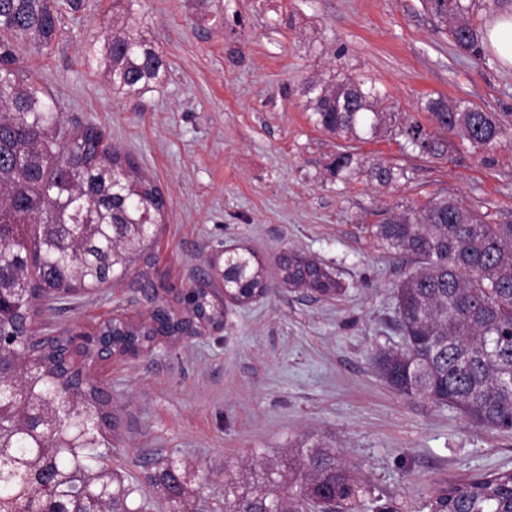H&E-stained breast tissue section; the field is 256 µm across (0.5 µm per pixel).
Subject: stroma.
<instances>
[{
	"instance_id": "obj_1",
	"label": "stroma",
	"mask_w": 512,
	"mask_h": 512,
	"mask_svg": "<svg viewBox=\"0 0 512 512\" xmlns=\"http://www.w3.org/2000/svg\"><path fill=\"white\" fill-rule=\"evenodd\" d=\"M131 17L163 54L167 74L138 95L112 90L86 60L100 48L112 0H54L48 47L19 46L22 66L67 124H94L131 154L167 199L156 247L163 300L210 277L212 259L246 248L263 260L271 295L226 304L222 328L89 368L112 394V463L141 478L162 456L181 459L208 512H224V473L253 457L285 458L315 439L360 467L371 498L395 512H430L435 493L468 475L512 468V433L488 431L452 408L408 399L372 362L400 348L394 292L416 262L370 234L387 209L448 196L493 222L512 221V142L491 164L458 139L431 159L402 138L339 140L316 128L308 81L366 75L401 117L425 120L438 94L512 113V67L460 55L420 0H132ZM340 150L404 168L381 186L326 169ZM328 269L333 299L281 286L283 251ZM137 273L74 296L35 320L46 331L90 330L113 311L146 313Z\"/></svg>"
}]
</instances>
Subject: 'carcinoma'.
Returning a JSON list of instances; mask_svg holds the SVG:
<instances>
[{
    "instance_id": "cac0c4a2",
    "label": "carcinoma",
    "mask_w": 512,
    "mask_h": 512,
    "mask_svg": "<svg viewBox=\"0 0 512 512\" xmlns=\"http://www.w3.org/2000/svg\"><path fill=\"white\" fill-rule=\"evenodd\" d=\"M446 26L458 51L486 61L476 19L502 0H421ZM58 14L50 0H0V356L14 366L0 374V512H143L150 501L125 482L104 448L112 433V398L72 363L74 334L38 340L35 301L66 298L121 282L138 259L151 264L156 224L166 210L161 189L96 125L68 127L51 97L19 66L17 44L46 45ZM95 63L112 89L137 95L160 81L167 63L133 21L112 26ZM316 126L340 140L404 138L438 159L448 139L492 160L506 135L496 112L466 99L421 102L428 125L399 122L387 95L366 77L311 81L303 89ZM341 181L364 177L387 186L406 176L382 163L368 167L339 152L328 165ZM386 248L419 268L396 292L403 347L382 349L374 363L400 395L459 411L483 429L512 431V222L493 223L446 196L398 206L371 228ZM280 282L323 298L340 282L314 260L292 251L278 259ZM230 301L247 305L268 295L267 272L250 251L224 271ZM175 312L155 305L150 318H109L84 337L91 366L99 343L132 357L162 336L176 339L195 323L219 325L224 310L200 286ZM147 484L160 490V512H199L181 462H154ZM225 512H365L368 487L333 448H298L279 465L251 464ZM431 512H512V470L485 471L448 484Z\"/></svg>"
}]
</instances>
